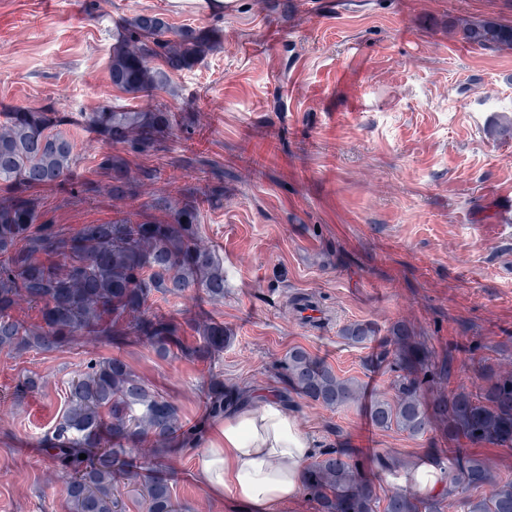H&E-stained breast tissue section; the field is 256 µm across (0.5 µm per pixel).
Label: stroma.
I'll use <instances>...</instances> for the list:
<instances>
[{"mask_svg": "<svg viewBox=\"0 0 512 512\" xmlns=\"http://www.w3.org/2000/svg\"><path fill=\"white\" fill-rule=\"evenodd\" d=\"M163 13L173 28L208 31L212 49L169 89L132 96L109 78L114 35L138 13ZM512 25V0H0V113H69L81 179L96 196L42 186L45 218L69 231L141 218L154 195L206 188L224 171V201L202 206L199 235L224 264V298L154 294L152 312L223 323L231 341L203 365L150 345L123 351L133 371L179 408L204 415L211 377L282 397L277 365L301 347L361 398L330 410L291 395L289 408L316 448L355 449L363 462L386 453L411 466L448 448L432 428L420 436L378 429L376 400L392 399L394 374L380 358L392 326L405 323L436 358L455 355L452 387H474L480 358L512 369V138L489 128L512 114V50L489 52L452 31L465 20ZM134 104L189 113L163 152L129 154L160 168L157 182L118 201L100 162L108 146L81 113ZM307 296L327 326L301 320ZM366 322L374 341L341 330ZM111 346L75 337L64 348L0 351V512H74L66 477L41 446L65 407L67 383ZM43 379L22 393L20 380ZM143 476L169 478L181 512H235L228 496L196 478L201 452L156 456L135 448Z\"/></svg>", "mask_w": 512, "mask_h": 512, "instance_id": "35a3bbf8", "label": "stroma"}]
</instances>
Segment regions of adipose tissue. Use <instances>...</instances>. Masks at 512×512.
<instances>
[{"label": "adipose tissue", "instance_id": "obj_1", "mask_svg": "<svg viewBox=\"0 0 512 512\" xmlns=\"http://www.w3.org/2000/svg\"><path fill=\"white\" fill-rule=\"evenodd\" d=\"M199 463V480L234 500L241 512H281L302 490L313 439L276 400L241 408L211 422ZM434 456L393 476L395 485L426 495L441 491Z\"/></svg>", "mask_w": 512, "mask_h": 512}]
</instances>
